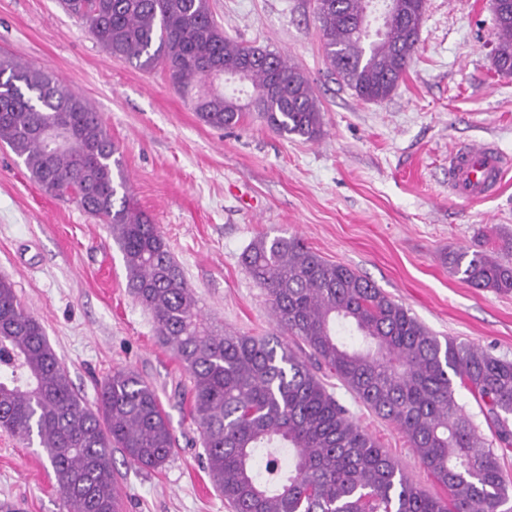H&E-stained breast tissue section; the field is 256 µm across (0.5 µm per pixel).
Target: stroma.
<instances>
[{
  "label": "stroma",
  "instance_id": "stroma-1",
  "mask_svg": "<svg viewBox=\"0 0 512 512\" xmlns=\"http://www.w3.org/2000/svg\"><path fill=\"white\" fill-rule=\"evenodd\" d=\"M210 7L235 41L286 55L309 77L322 109L320 139L282 138L254 113L229 129L206 125L162 69L110 56L58 0H0V53L54 71L101 113L134 201L159 225L215 329L288 342L241 256L261 235L297 236L373 282L439 339L512 360V293L470 286L447 260L512 237V168L484 200L448 189V155L458 147L493 145L512 165V76L493 66L490 0H427L409 66L380 103L359 100L331 74L315 0H210ZM1 274L87 401L118 369L154 385L174 451L151 470L113 449L125 512H232L201 465L187 375L129 292L117 243L0 147ZM319 375L414 482L444 496L395 425L328 370ZM0 512H61L45 452L1 430Z\"/></svg>",
  "mask_w": 512,
  "mask_h": 512
}]
</instances>
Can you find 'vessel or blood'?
Returning <instances> with one entry per match:
<instances>
[{
	"instance_id": "obj_1",
	"label": "vessel or blood",
	"mask_w": 512,
	"mask_h": 512,
	"mask_svg": "<svg viewBox=\"0 0 512 512\" xmlns=\"http://www.w3.org/2000/svg\"><path fill=\"white\" fill-rule=\"evenodd\" d=\"M503 157L493 146L454 151L448 160V185L461 198L478 199L493 194L502 178Z\"/></svg>"
}]
</instances>
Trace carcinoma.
Segmentation results:
<instances>
[{
  "label": "carcinoma",
  "mask_w": 512,
  "mask_h": 512,
  "mask_svg": "<svg viewBox=\"0 0 512 512\" xmlns=\"http://www.w3.org/2000/svg\"><path fill=\"white\" fill-rule=\"evenodd\" d=\"M371 0H317L330 69L353 94L382 102L397 90L419 41L427 0H391L382 33L365 24ZM109 55L157 66L207 125L255 112L282 137L323 135L310 79L280 54L243 46L209 0H61ZM498 72L512 75V0H495ZM245 71V96L226 93L207 64ZM0 143L48 193L106 224L127 288L185 369L204 469L233 512H512V360L433 335L402 304L341 263L287 236L243 253L292 350L225 335L207 323L159 228L128 194L120 148L100 113L56 75L0 56ZM475 288L512 292V265L483 248L448 257ZM345 330L356 338L350 344ZM324 366L368 409L393 423L434 480L436 498L340 405L309 363ZM474 399L484 434L457 398ZM0 429L46 453L63 512H117L112 449L148 469L172 455L171 422L154 386L121 369L95 405L73 389L40 322L0 275Z\"/></svg>",
  "instance_id": "carcinoma-1"
}]
</instances>
